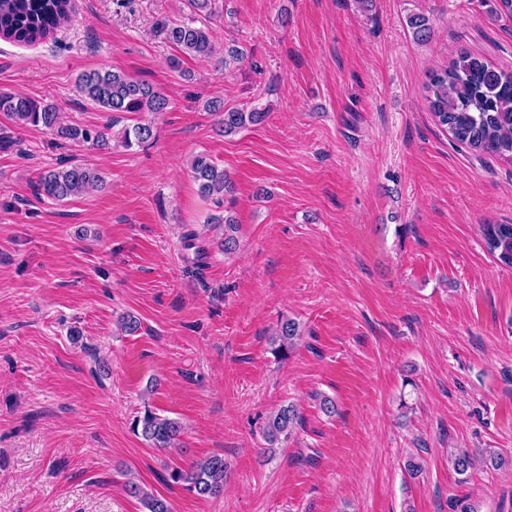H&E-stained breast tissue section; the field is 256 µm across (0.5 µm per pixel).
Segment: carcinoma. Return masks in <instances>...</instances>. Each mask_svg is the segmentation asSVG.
Segmentation results:
<instances>
[{"label":"carcinoma","mask_w":512,"mask_h":512,"mask_svg":"<svg viewBox=\"0 0 512 512\" xmlns=\"http://www.w3.org/2000/svg\"><path fill=\"white\" fill-rule=\"evenodd\" d=\"M215 0H189L193 18L187 22L165 23L161 33L165 40L181 54L194 58H208L215 51L210 30L196 25L195 17H209L214 13ZM71 0H0V38L31 45L52 34L68 15ZM408 26L418 40L431 33L428 17L413 13ZM82 95L104 112L144 113L149 118L124 129L119 144L130 150L143 147L155 138L153 117L166 111L167 97L142 80L133 79L112 70H93L79 77ZM429 110L438 124L451 134L455 142L480 154H494L512 158V71L498 68L491 62L468 51L458 53L440 71L429 77ZM211 112L219 114L224 135H232L267 116L265 112L242 109H224V103L213 100L207 104ZM0 115L18 128L42 127L49 130L60 143H74L90 148L105 149L110 138L103 130H92L77 124H63L54 106L44 104L16 92H0ZM191 174L199 194L210 200L219 213L210 216L212 224L224 225V253H232L238 244V224L231 211L224 207V199L232 195L234 183L224 168L207 153H200L191 163ZM103 184L99 170L86 164L61 161L57 166L39 173L36 191L39 195L64 201L83 195ZM482 233L487 250L496 260L512 267V224H484ZM301 338L299 324L286 319L280 322L273 340L278 342L274 353L282 357L293 351ZM301 424L298 410L283 406L267 419L263 433L274 444L288 439ZM133 430L140 433L153 447H176L182 432L180 421L158 414L152 406L144 405L133 422ZM483 463L494 469L512 465V459L488 448L481 453ZM225 463L221 455H212L193 463L187 469H175L171 480L186 484L189 490L201 496H213L224 487ZM130 493L139 497L145 512H172L164 498L129 482Z\"/></svg>","instance_id":"obj_1"}]
</instances>
